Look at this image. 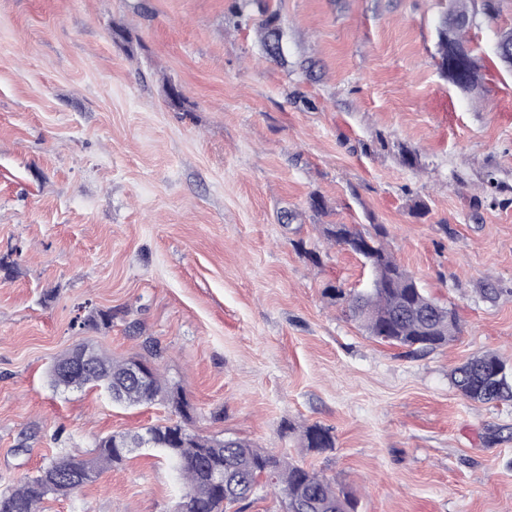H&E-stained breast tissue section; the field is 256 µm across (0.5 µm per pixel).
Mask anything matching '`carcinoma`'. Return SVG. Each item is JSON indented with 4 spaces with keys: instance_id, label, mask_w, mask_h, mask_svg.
I'll list each match as a JSON object with an SVG mask.
<instances>
[{
    "instance_id": "obj_1",
    "label": "carcinoma",
    "mask_w": 512,
    "mask_h": 512,
    "mask_svg": "<svg viewBox=\"0 0 512 512\" xmlns=\"http://www.w3.org/2000/svg\"><path fill=\"white\" fill-rule=\"evenodd\" d=\"M277 18L264 22L263 45L272 59L283 55ZM463 29L454 27L443 16L438 24L440 46L439 68L448 74V46H453L467 59V70L456 77L454 85L472 88L478 82L475 63L461 38ZM327 240L339 246L372 243L369 252L361 254L370 266H377L381 281L372 287L345 296L352 317L369 335L392 345L433 350L447 344L460 331L455 309L415 287L414 277L394 258L384 243L386 230L374 226V233L363 232L351 225H328ZM112 323V312L92 309L81 322L83 327L98 329ZM84 346L78 345L57 358L50 368L51 385L60 389L102 388L112 394V401L127 406L149 405L158 400L188 417L189 403L184 392L162 380L159 373L150 375L147 384L133 380L130 369L135 364L149 363L145 358L117 360L105 352L95 351L92 367L69 377L62 368L74 362ZM453 385L468 401L490 403L512 401V368L497 355L486 352L475 356L454 371ZM160 450L186 481L185 491L173 512H227L229 506L248 500L258 485L279 490L284 512H355L353 497L336 487L329 478L282 456L270 453L237 438L215 439L189 431L180 421L153 425L145 432L113 433L96 442L90 456L65 454L52 459L34 477L0 491V512H40L49 495L66 497L82 486L96 481L106 470L122 463L129 449L139 448L143 439ZM303 447L326 451L335 447L332 430L318 424L305 427ZM224 472V486L211 480L214 471Z\"/></svg>"
}]
</instances>
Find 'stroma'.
Segmentation results:
<instances>
[{"label":"stroma","mask_w":512,"mask_h":512,"mask_svg":"<svg viewBox=\"0 0 512 512\" xmlns=\"http://www.w3.org/2000/svg\"><path fill=\"white\" fill-rule=\"evenodd\" d=\"M449 6L0 0V490L173 419L50 382L75 345L127 359L151 339L190 431L286 455L357 512H512V402L451 381L484 352L512 365V68L495 54L512 0L492 17L475 0L473 91L438 66ZM328 224L383 225L460 334L424 352L370 337L330 295L370 271ZM89 306L111 325L74 326ZM313 424L335 448L302 446ZM182 491L139 448L41 512H172ZM277 18L270 16L263 23L264 25V37L263 45L266 54L272 59L282 58L283 47L280 37V29L276 25Z\"/></svg>","instance_id":"35a3bbf8"}]
</instances>
